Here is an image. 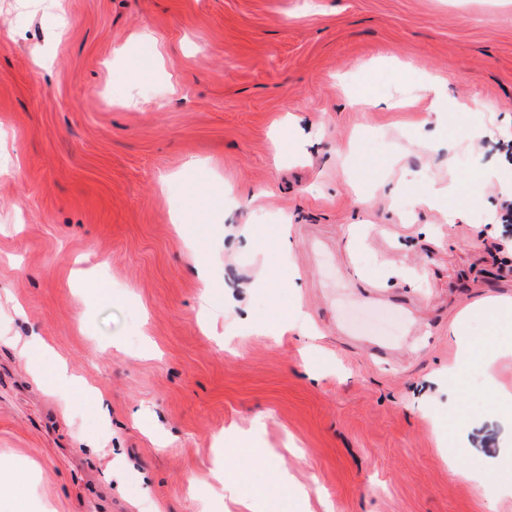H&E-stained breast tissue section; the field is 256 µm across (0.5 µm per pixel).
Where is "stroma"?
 I'll list each match as a JSON object with an SVG mask.
<instances>
[{
	"label": "stroma",
	"instance_id": "obj_1",
	"mask_svg": "<svg viewBox=\"0 0 512 512\" xmlns=\"http://www.w3.org/2000/svg\"><path fill=\"white\" fill-rule=\"evenodd\" d=\"M425 71L482 112H427ZM0 131V512H241L282 470L312 512H512V315L448 372L458 312L512 299V0H0ZM296 307L314 337L242 322ZM35 335L108 418L62 411ZM258 417L267 467L207 483Z\"/></svg>",
	"mask_w": 512,
	"mask_h": 512
}]
</instances>
